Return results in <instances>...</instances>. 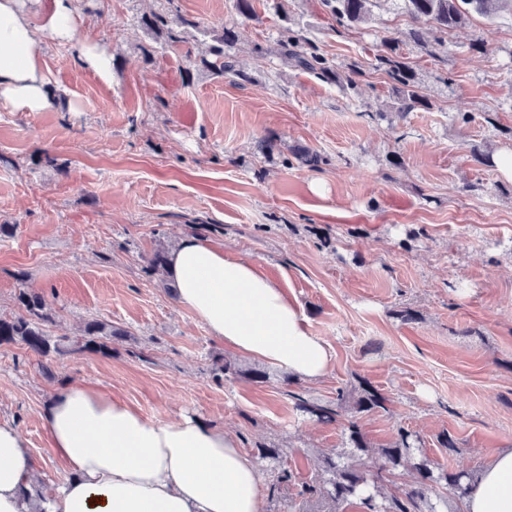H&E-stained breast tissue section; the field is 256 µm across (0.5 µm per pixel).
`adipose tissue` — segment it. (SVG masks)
Instances as JSON below:
<instances>
[{"mask_svg": "<svg viewBox=\"0 0 512 512\" xmlns=\"http://www.w3.org/2000/svg\"><path fill=\"white\" fill-rule=\"evenodd\" d=\"M41 33L79 45L82 63L110 81L112 58L84 38L72 0H52L38 27L28 0H0V101L22 112L57 103L35 49ZM167 265L178 304L214 338L303 380L327 374L328 345L252 262L186 237ZM41 420L51 456L71 469L47 512H260L262 479L255 464L233 436L193 417L151 420L70 382L47 402ZM38 469L17 427L1 421L0 512H33L26 492ZM464 512H512V448L497 452L474 478Z\"/></svg>", "mask_w": 512, "mask_h": 512, "instance_id": "1", "label": "adipose tissue"}]
</instances>
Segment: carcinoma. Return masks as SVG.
<instances>
[{"mask_svg": "<svg viewBox=\"0 0 512 512\" xmlns=\"http://www.w3.org/2000/svg\"><path fill=\"white\" fill-rule=\"evenodd\" d=\"M330 15L338 25L351 26L369 21L377 0H324ZM397 7L410 19L426 22V29L412 28L407 39L416 47L427 51L441 49L448 44V32L465 24L471 15H480L495 22L503 14L512 16V0H397ZM142 28L171 48L188 42L189 30L198 27L191 18L154 11L139 19ZM240 32L234 26H225L214 35L210 57L194 61L200 71L217 72L236 80L247 81L249 75L242 70L229 53L239 40ZM277 53L291 66L313 74L318 79L338 83L355 90L361 72L353 69L342 76L311 41L284 28L277 41ZM374 69L392 82L394 102L392 109L403 115L428 105L419 74L399 53V40L385 39L375 56ZM21 312L11 317H0V344L21 343L35 354L48 358L55 354L65 356L78 352H101L110 349L112 338L127 332L96 318L84 322L80 340L71 342L64 337L52 340L48 326L54 318L46 308L43 296L33 289L19 292ZM346 403L344 390L336 391L330 401H300L298 406L331 422ZM386 398L377 390L365 386L361 389L356 409L359 412L385 408ZM349 449L321 457L318 488L322 495L339 506L357 500L367 512H442L448 508V499L437 492L441 486L451 487L464 495L472 479L465 471L450 472L430 460L413 446L411 433L401 429L398 440L389 447L373 448L354 422L348 427ZM399 470L416 474L415 484L404 487L389 497L381 492L383 482Z\"/></svg>", "mask_w": 512, "mask_h": 512, "instance_id": "obj_1", "label": "carcinoma"}]
</instances>
